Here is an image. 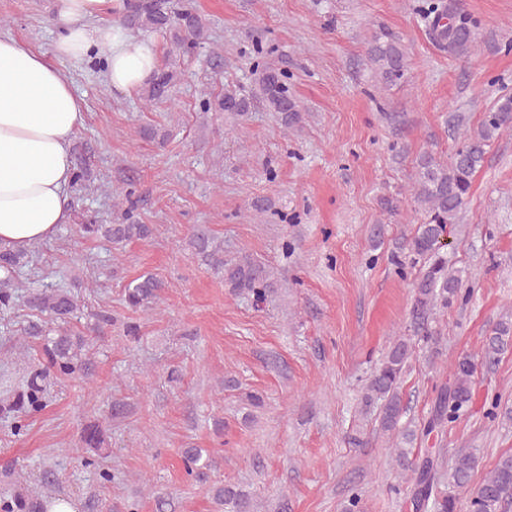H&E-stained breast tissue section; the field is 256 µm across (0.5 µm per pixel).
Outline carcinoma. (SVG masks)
Here are the masks:
<instances>
[{
    "instance_id": "obj_1",
    "label": "carcinoma",
    "mask_w": 512,
    "mask_h": 512,
    "mask_svg": "<svg viewBox=\"0 0 512 512\" xmlns=\"http://www.w3.org/2000/svg\"><path fill=\"white\" fill-rule=\"evenodd\" d=\"M416 11L438 41L460 55L467 53L474 41V24L468 15L446 5L444 0H418ZM125 22L142 31L168 33L172 44L179 50H191L205 38L201 16L181 0H138L125 17ZM367 57L382 83L392 84L405 76V48L387 34L379 32L368 40ZM181 76V70L174 63L159 66L141 88V98L147 104L170 99L172 89ZM260 97L268 110L278 114L285 127L301 121L300 109L288 86L285 71L264 65ZM250 107V99L234 90H226L223 95L208 98L201 104L205 112H231L237 116L245 115ZM511 127L512 95H505L485 114L476 131L463 136L450 161H441L429 152L418 157L413 199L423 218L413 235L399 245V255L395 259L401 274L408 265L419 266L410 310L411 327L416 336L426 339L434 336L429 321L435 311L465 298L461 291L460 271L449 266L448 255L439 247V242L448 234V226L457 223L469 197L473 176L482 166L491 141L500 131ZM130 212L129 208L124 210L121 224H97L84 217L76 231L84 238H104L115 244L148 237L150 228L131 222ZM189 245L204 264L224 273V282L230 287L248 291L258 302L265 301L266 279L248 262H224V243L204 232H196L189 238ZM32 262L34 254L28 251L0 250V271L3 272L0 277V310L12 309L22 301L30 310L44 314L52 321L68 322L78 310L74 295L69 290L50 288L23 295L13 287L18 273ZM160 290L161 283L153 276L139 277L128 285L126 302L132 307H147L159 299ZM30 336L42 340L41 359L28 367L13 400L0 403V418L9 419L21 411L29 414L42 411L47 405L52 381L72 378L83 372V355L89 346L87 339L66 331H47L37 323L30 326ZM511 339L512 329L503 325L485 336L481 347L482 362L495 363ZM411 354V339L399 337L367 382L364 402L367 406L381 402V429L397 431L401 436L396 448V462L402 470L411 472L413 508L417 512L427 508L433 512H457L456 500L441 494L439 487L446 483L458 488L469 487L477 456L470 450H463L449 469L443 468L438 459L431 456L418 460L410 457V446L416 440V434L408 426L400 427L406 407L399 393V384ZM475 370L473 356L455 358L448 383L439 388L424 425L426 432L443 431L469 411ZM82 441L93 452L86 457L85 467L93 469L99 480L112 482L114 475L100 468L94 458L106 442L103 424H87L82 430ZM183 462L189 474L210 466V459L203 458L202 450L198 448L186 449ZM58 501L66 503L68 499L59 500L35 492L3 495L0 497V512H48V507ZM224 507L227 512H248L250 504L243 494L227 487L224 489ZM510 507L512 454H504L473 490L470 508L471 512H507Z\"/></svg>"
}]
</instances>
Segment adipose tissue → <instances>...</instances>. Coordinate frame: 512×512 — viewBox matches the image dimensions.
I'll return each instance as SVG.
<instances>
[{
  "label": "adipose tissue",
  "mask_w": 512,
  "mask_h": 512,
  "mask_svg": "<svg viewBox=\"0 0 512 512\" xmlns=\"http://www.w3.org/2000/svg\"><path fill=\"white\" fill-rule=\"evenodd\" d=\"M128 0H55L51 53L0 34V247L26 250L72 217V145L85 103L60 63L104 59V79L138 90L159 66L157 42L123 23Z\"/></svg>",
  "instance_id": "adipose-tissue-1"
}]
</instances>
